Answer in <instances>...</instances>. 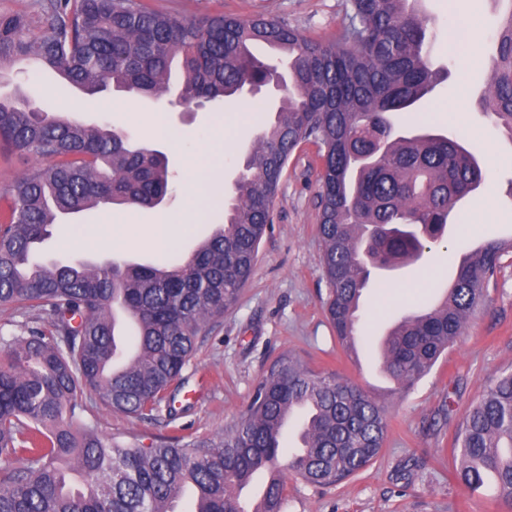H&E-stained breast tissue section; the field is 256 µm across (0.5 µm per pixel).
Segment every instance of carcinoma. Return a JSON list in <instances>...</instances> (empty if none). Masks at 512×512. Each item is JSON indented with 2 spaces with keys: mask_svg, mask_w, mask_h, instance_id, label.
I'll return each instance as SVG.
<instances>
[{
  "mask_svg": "<svg viewBox=\"0 0 512 512\" xmlns=\"http://www.w3.org/2000/svg\"><path fill=\"white\" fill-rule=\"evenodd\" d=\"M341 34L316 41L280 21L215 15L184 19L147 0H37L32 12H0V73L24 61L89 96L112 86L157 100L173 69L185 110L223 103L271 81L282 93L232 187L224 224L181 265L94 266L34 259L57 216L100 205L154 209L169 193L165 153L133 146L107 123L51 115L0 98V144L32 160L0 207V306L28 316L0 337V512H176L190 488L194 512H245L241 484L265 470L255 512H285L288 477L332 487L370 466L388 434L385 405L336 372L316 373L284 353L263 373L246 413L221 436L144 446L105 437L84 421L92 408L148 419L169 415L178 381L206 329L248 282L272 220L283 171L301 145L318 146L319 235L325 311L338 344L355 335L371 278L417 261L443 241L458 204L484 183L470 147L431 128L404 131L390 114L422 109L448 70L430 60L440 37L422 0H350ZM264 43L288 55V76L254 57ZM477 109L512 141V21L499 22L489 79ZM512 243L490 240L459 260L446 305L398 319L383 353L397 391L411 389L464 334ZM134 322L121 349L114 307ZM94 397L93 406L83 400ZM309 410L302 447L281 456V420ZM455 475L475 489L494 478L512 507V371L496 376L465 413Z\"/></svg>",
  "mask_w": 512,
  "mask_h": 512,
  "instance_id": "carcinoma-1",
  "label": "carcinoma"
}]
</instances>
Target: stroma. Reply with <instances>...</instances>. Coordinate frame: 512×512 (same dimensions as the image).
Returning <instances> with one entry per match:
<instances>
[{
  "label": "stroma",
  "mask_w": 512,
  "mask_h": 512,
  "mask_svg": "<svg viewBox=\"0 0 512 512\" xmlns=\"http://www.w3.org/2000/svg\"><path fill=\"white\" fill-rule=\"evenodd\" d=\"M152 3L159 10L187 18L226 14L246 20L262 15L287 22L317 39L338 35L349 10V0ZM468 9L483 28L478 60L468 64L462 51H449L446 38H439L433 60L448 66L451 76L420 113L406 116L405 121L415 124L432 119L437 132L472 145L487 171L478 195L494 198L496 206L478 216L473 212V200L464 201L457 222L449 224L441 244L416 262L382 271L389 286L368 289L361 314V366L352 365L343 354L324 311L327 285L317 232L320 163L316 147L307 145L288 160L273 222L260 242L253 273L237 304L200 337L182 372L176 417H169L164 409L150 420L96 409L87 420L101 435L147 445L175 437L188 442L224 434L245 413L270 362L290 352L310 369L337 372L378 397L388 410L389 431L382 456L365 472L337 487L319 488L289 478L286 512H512L498 499L494 482L469 491L453 475L455 434L466 410L492 376L512 368V254L502 257L487 285V299L470 317L465 334L406 394L390 395V381L380 372L377 351V341L387 327L437 299L460 257L474 244L512 236V197L507 194L512 188V144L474 107L488 81L486 58L498 17L493 0H469ZM0 92H20L43 108L75 110L86 119L123 127L136 140L165 152L173 174L169 195L161 206L139 210L142 225L180 210L192 178L188 161L200 153L213 127L220 123L230 133L224 149L223 180L225 188H232L247 148L279 105V95L273 91L197 112L178 111L163 99L140 100L122 93L85 99L78 91L57 85L51 76L17 69L0 78ZM459 99L464 105L456 113L452 107ZM150 118L162 119L173 128L177 144L153 138L146 124ZM99 217V210L92 209L73 217L71 224L52 225L50 236L37 247V259L44 263L81 259L101 265L127 261L167 267L184 261L213 225L224 220L223 212H216L210 222L182 236L177 252L168 258L157 256L141 242L122 249L104 246L95 252L62 248L71 226L90 233L98 230Z\"/></svg>",
  "instance_id": "35a3bbf8"
}]
</instances>
